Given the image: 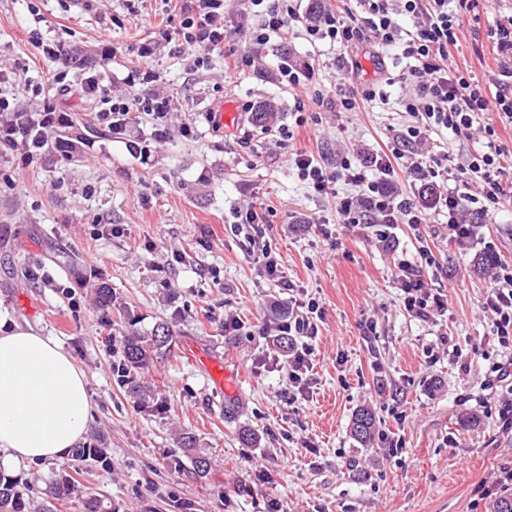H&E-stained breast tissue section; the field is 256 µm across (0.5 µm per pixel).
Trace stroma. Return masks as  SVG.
<instances>
[{
	"label": "stroma",
	"instance_id": "1",
	"mask_svg": "<svg viewBox=\"0 0 512 512\" xmlns=\"http://www.w3.org/2000/svg\"><path fill=\"white\" fill-rule=\"evenodd\" d=\"M315 3L328 9L336 0H296L300 19L287 38L254 45L245 0H224V48L201 69L165 45L149 66L174 96V130L158 142L142 124L148 156L100 128L77 89L55 98L64 123L42 160L0 151V304L57 339L85 373L95 406L88 436L107 458L81 463L61 512H85L91 495L117 512H488L482 488L512 468V432L500 429L495 410L511 394L484 386L504 355L482 310L491 279L479 265L490 252L512 259V198L464 247L434 211L427 223L398 225L386 245L365 225L344 223L335 197L354 186L315 193L293 150L331 164L347 151L378 150L413 119L401 84L357 112L297 110L282 64L334 99L377 77L363 49L306 39ZM510 14L512 0H479L458 33L456 66L492 79L487 30ZM179 22L161 0H91L80 9L69 0H0V77L23 68L51 79L61 65L45 59L47 43L89 59L116 84L137 85L147 66L138 46ZM229 53L258 63L225 70ZM350 58L360 61L357 72ZM216 101L273 104L274 124L295 129L293 146L245 111L236 126L213 128L203 109ZM184 123L192 136L180 135ZM66 134L79 139L75 156L54 145ZM256 200L268 212L253 247L277 258L279 281L258 277L234 227ZM425 250L436 259L425 270L430 286L448 293L447 312L427 321L404 309L394 275L397 259L416 261ZM100 286L112 294L106 311L95 300ZM292 289L322 310L304 394L289 389L285 351L274 341ZM231 317L239 328L228 333ZM367 320L376 327L368 343ZM160 326L168 342L134 379L120 380L114 339ZM362 408L377 420L368 444L350 433ZM188 432L209 461L205 472L181 446ZM72 462L67 454L10 472L28 512L53 505V484Z\"/></svg>",
	"mask_w": 512,
	"mask_h": 512
}]
</instances>
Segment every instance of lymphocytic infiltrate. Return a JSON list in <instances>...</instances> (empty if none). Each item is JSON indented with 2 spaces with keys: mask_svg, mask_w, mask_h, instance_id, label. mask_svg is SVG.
<instances>
[{
  "mask_svg": "<svg viewBox=\"0 0 512 512\" xmlns=\"http://www.w3.org/2000/svg\"><path fill=\"white\" fill-rule=\"evenodd\" d=\"M257 23L252 30L256 43L281 36L286 21L296 12L289 0H248ZM359 0L361 13L350 8L325 11L319 22L307 25L309 40L327 39L341 46L367 43L383 51L399 48L407 62L405 70L383 75L386 85H411L413 94L405 109L414 119L412 125L395 136L394 145L385 146L368 156H346L335 165H325L305 152H297L294 164L299 177L318 194L335 192L338 182L356 186V193L340 197L338 213L347 224L370 227H393L396 224H422L431 210L448 216V234L461 245L476 235L475 225L466 223V211L493 219L503 197L512 194V184L502 180L512 156L499 145L498 125L481 124L485 113H497L499 125L512 126V16H504L490 27L488 39L500 57L495 94H488L483 82L473 72L454 67L453 57L460 48L457 32L477 5V0ZM180 26L173 35L183 50L194 57L195 66H205L210 54L223 47L224 0H175ZM411 20V27L398 23L397 13ZM82 92L95 102L97 123L117 138L150 120L156 141L170 134L169 114L172 97L164 91L146 93L132 88L114 92L111 77L100 70H86L80 82ZM57 110L44 103L36 112L19 108L14 95L0 89V150L22 151L26 161L42 158L46 151L45 133L56 121ZM481 125L485 148L466 154L455 167L422 151L421 146L437 131L468 136L474 125ZM412 145L411 155H403V145ZM481 183L479 194L471 195L453 186L455 173ZM410 174L427 182L431 194L403 193L399 188L401 174ZM433 254H426L424 264L399 260L395 277L403 293L405 310L423 319L444 314L448 310L445 291L429 288L425 265L434 264ZM489 312L493 333L500 347L507 351L505 361L495 363L494 380H512V261L497 262L492 282L482 304ZM321 310L315 299L292 298L288 315L277 326L280 335L291 341L286 369L288 385L302 389L314 368L311 339L316 338V321Z\"/></svg>",
  "mask_w": 512,
  "mask_h": 512,
  "instance_id": "obj_1",
  "label": "lymphocytic infiltrate"
}]
</instances>
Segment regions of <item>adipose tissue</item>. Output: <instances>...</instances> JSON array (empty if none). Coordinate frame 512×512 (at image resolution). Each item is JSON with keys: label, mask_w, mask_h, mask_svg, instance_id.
<instances>
[{"label": "adipose tissue", "mask_w": 512, "mask_h": 512, "mask_svg": "<svg viewBox=\"0 0 512 512\" xmlns=\"http://www.w3.org/2000/svg\"><path fill=\"white\" fill-rule=\"evenodd\" d=\"M93 401L61 343L0 306V467L56 460L82 442Z\"/></svg>", "instance_id": "adipose-tissue-1"}]
</instances>
